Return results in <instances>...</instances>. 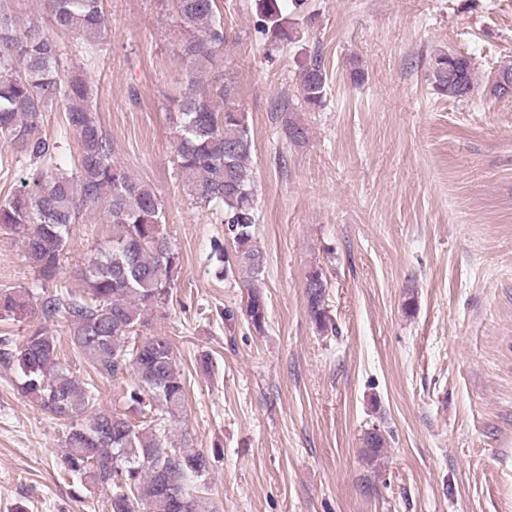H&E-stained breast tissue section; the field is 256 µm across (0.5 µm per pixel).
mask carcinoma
I'll list each match as a JSON object with an SVG mask.
<instances>
[{"label": "carcinoma", "instance_id": "cac0c4a2", "mask_svg": "<svg viewBox=\"0 0 512 512\" xmlns=\"http://www.w3.org/2000/svg\"><path fill=\"white\" fill-rule=\"evenodd\" d=\"M40 2L41 16L23 24L15 0H0V144L32 159H58V142L36 134L43 112L56 106L78 142V165L74 173L56 166L40 174L34 191L1 202L0 227L23 233L27 258L44 288L59 282L73 225L88 209L106 205L112 249L84 264L82 287L42 294L40 314L47 322L68 323L72 345L98 374L115 377L133 369L136 383L122 389L121 399L152 416L140 426L121 413L95 409L93 384L65 371L58 338L46 326L15 348L0 339V362L16 371L26 397L68 427L60 469L87 491L111 486V512H211L209 498L192 485L208 473L209 459L186 442L168 441L166 420L185 403L170 338L153 334L129 342L148 316L168 308L176 287L180 256L163 229L162 200L115 160L112 138L91 106V87L83 79H64L60 50L49 34L53 29L100 39L108 24L102 0ZM305 4L253 0L270 45L299 41L291 15L302 13ZM174 12L178 56L198 70L212 64L227 40L218 0H174ZM429 72L433 87L450 98L466 99L475 90V67L463 54H434ZM327 89L320 55L299 64L298 92L307 106H322ZM236 96L230 77L215 86L189 79L173 118L176 164L195 202L223 212L224 235L250 288L245 315L260 333L267 321L265 299L256 290L264 256L254 240L253 139ZM326 288L322 272L308 274L307 310L321 331L330 321ZM25 307L21 294L0 290V314Z\"/></svg>", "mask_w": 512, "mask_h": 512}]
</instances>
